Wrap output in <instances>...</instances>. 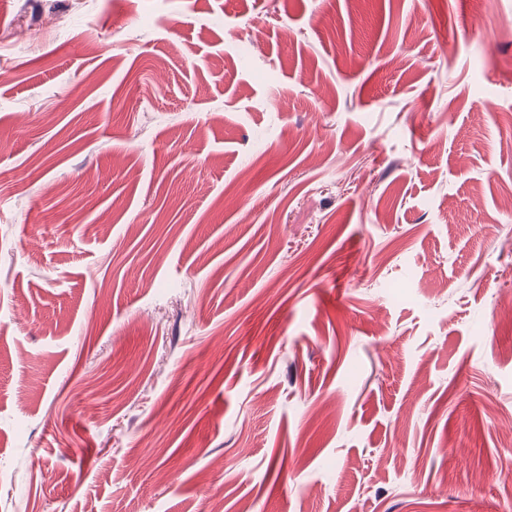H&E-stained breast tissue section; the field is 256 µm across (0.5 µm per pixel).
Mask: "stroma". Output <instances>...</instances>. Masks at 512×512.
Instances as JSON below:
<instances>
[{"mask_svg":"<svg viewBox=\"0 0 512 512\" xmlns=\"http://www.w3.org/2000/svg\"><path fill=\"white\" fill-rule=\"evenodd\" d=\"M512 0H0V512H512Z\"/></svg>","mask_w":512,"mask_h":512,"instance_id":"1","label":"stroma"}]
</instances>
